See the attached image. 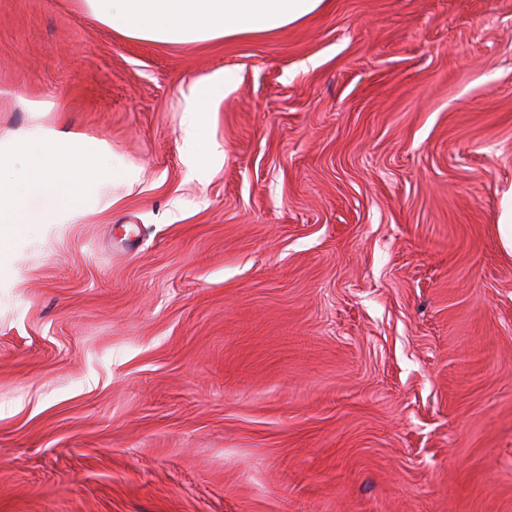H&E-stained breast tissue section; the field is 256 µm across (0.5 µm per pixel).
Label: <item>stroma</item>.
<instances>
[{"label":"stroma","mask_w":512,"mask_h":512,"mask_svg":"<svg viewBox=\"0 0 512 512\" xmlns=\"http://www.w3.org/2000/svg\"><path fill=\"white\" fill-rule=\"evenodd\" d=\"M15 95L116 173L0 252V512H512V0L178 46L0 0ZM230 79L224 72H215L196 79L188 88V106L186 131L188 134L198 133L204 125L202 116L207 106L224 96V86Z\"/></svg>","instance_id":"obj_1"}]
</instances>
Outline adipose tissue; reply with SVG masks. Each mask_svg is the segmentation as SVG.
I'll list each match as a JSON object with an SVG mask.
<instances>
[{"label":"adipose tissue","mask_w":512,"mask_h":512,"mask_svg":"<svg viewBox=\"0 0 512 512\" xmlns=\"http://www.w3.org/2000/svg\"><path fill=\"white\" fill-rule=\"evenodd\" d=\"M324 0H82L87 13L118 35L177 45L272 34L317 12ZM228 78L215 72L188 88L186 131L203 126ZM112 177L105 156L82 135L36 125L0 137V247L7 224H66ZM32 198L42 208L29 207Z\"/></svg>","instance_id":"adipose-tissue-1"}]
</instances>
